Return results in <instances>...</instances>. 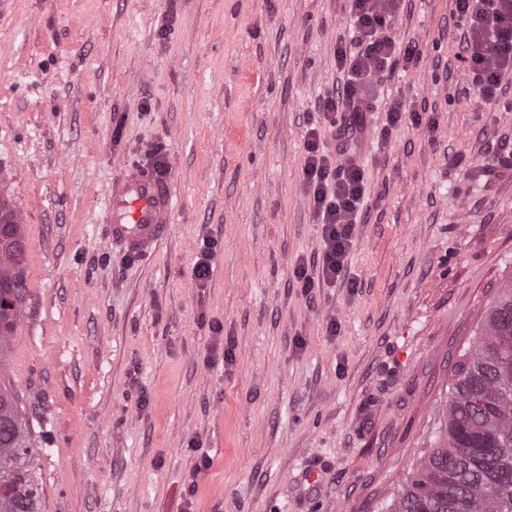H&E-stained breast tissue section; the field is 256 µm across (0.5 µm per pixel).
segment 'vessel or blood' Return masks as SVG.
<instances>
[{"instance_id":"1","label":"vessel or blood","mask_w":512,"mask_h":512,"mask_svg":"<svg viewBox=\"0 0 512 512\" xmlns=\"http://www.w3.org/2000/svg\"><path fill=\"white\" fill-rule=\"evenodd\" d=\"M105 218L113 242L127 253L155 252L174 230L171 181L148 166L125 168L109 189Z\"/></svg>"}]
</instances>
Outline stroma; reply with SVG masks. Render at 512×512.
Returning a JSON list of instances; mask_svg holds the SVG:
<instances>
[{"label":"stroma","instance_id":"stroma-1","mask_svg":"<svg viewBox=\"0 0 512 512\" xmlns=\"http://www.w3.org/2000/svg\"><path fill=\"white\" fill-rule=\"evenodd\" d=\"M452 8L401 0L394 33L419 53L371 90L355 243L307 295V116L347 0H0V195L29 288L4 372L50 438L42 512H378L405 484L512 284V172L482 171L512 144V76L496 104L461 97ZM158 145L175 233L133 256L102 207ZM217 242L214 240H206L203 242V247L197 256L194 264L193 273L195 278L200 282L203 287L209 280L213 271V260L215 257V250Z\"/></svg>","mask_w":512,"mask_h":512}]
</instances>
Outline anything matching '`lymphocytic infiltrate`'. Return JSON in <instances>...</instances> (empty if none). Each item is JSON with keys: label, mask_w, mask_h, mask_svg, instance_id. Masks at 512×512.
<instances>
[{"label": "lymphocytic infiltrate", "mask_w": 512, "mask_h": 512, "mask_svg": "<svg viewBox=\"0 0 512 512\" xmlns=\"http://www.w3.org/2000/svg\"><path fill=\"white\" fill-rule=\"evenodd\" d=\"M398 0H349L350 41H338L336 61L342 79L319 106L323 123L346 132L361 129L372 111L370 87L383 80L397 59L411 60L415 45L399 46L388 29ZM454 13L469 25L459 57L472 86L488 101L497 96L502 77L512 72V0H453ZM305 189L321 226L323 250L317 275L297 265L294 276L303 290L317 282L336 283L352 247L364 195V171L356 163L339 165L326 150L320 125H310L304 142Z\"/></svg>", "instance_id": "obj_1"}]
</instances>
